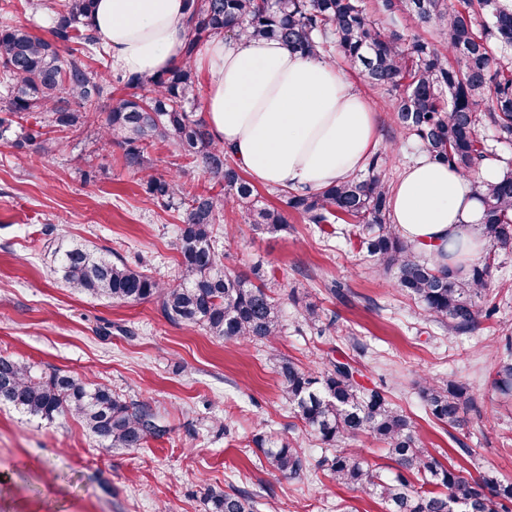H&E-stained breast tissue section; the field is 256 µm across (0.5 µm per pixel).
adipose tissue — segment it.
<instances>
[{
	"label": "adipose tissue",
	"mask_w": 512,
	"mask_h": 512,
	"mask_svg": "<svg viewBox=\"0 0 512 512\" xmlns=\"http://www.w3.org/2000/svg\"><path fill=\"white\" fill-rule=\"evenodd\" d=\"M99 45L128 75L164 72L183 58V0H96ZM205 86L202 118L257 185L319 190L362 170L377 145V116L345 70L280 40L217 39L195 61ZM421 154L391 185L390 217L414 250L465 275L488 249L479 183Z\"/></svg>",
	"instance_id": "ef3b65f1"
}]
</instances>
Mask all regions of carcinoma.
Listing matches in <instances>:
<instances>
[{
  "label": "carcinoma",
  "mask_w": 512,
  "mask_h": 512,
  "mask_svg": "<svg viewBox=\"0 0 512 512\" xmlns=\"http://www.w3.org/2000/svg\"><path fill=\"white\" fill-rule=\"evenodd\" d=\"M191 29L184 60L154 77H117L125 88L141 90L115 99L100 126L102 148L120 150L123 166L141 174L147 196L184 210L174 243L177 276L172 283L132 267L118 254L98 255L83 245L57 252L54 272L83 294L115 303L155 299L173 324L198 325L218 340L241 345L272 342L281 335L282 302L261 268L255 280L224 266L215 247L219 214L226 208L251 216L254 231L288 228L286 211L259 206L258 192L230 154L212 138L193 111L198 98L195 57L201 44L225 34L276 38L303 55L341 57L357 65L366 84L392 96L394 123L432 159L464 174L486 160H501L486 148L481 128L491 125L497 141H512V0H185ZM94 0H50L52 38L38 37L18 24L0 25V74L8 83L0 99V139L12 140L17 159L41 153L48 128L79 131L102 99L118 87L103 63L85 61L97 49L86 19ZM412 19L427 36L403 27ZM73 44L63 56L59 47ZM157 143L173 146L197 162L223 190L184 194L179 176H157L145 151ZM383 158L371 156L367 174L318 192H288L287 207L310 224L350 220L359 246L374 267L420 304L432 321L456 332L476 329L478 301L488 288L489 265L475 263L460 277L434 260L417 255L390 223L389 196L381 178ZM483 231L491 251L512 244V163L500 177L481 182ZM305 325L323 332L316 306L304 307ZM280 398L328 454L312 461L287 439L258 441L261 464L271 473L296 479L314 469L339 485L378 497L386 512H449L448 501L468 512H512V482L492 476L469 480L420 444L413 421L378 387L366 388L349 363L332 361L316 375L294 361L271 354ZM496 392L512 399V363L496 370ZM419 394L434 419L455 425L475 406L463 383L446 377L423 380ZM0 403L49 423L80 417L105 450L140 448L147 436L163 432L143 403L128 401L112 388L59 369L38 370L0 356ZM366 436L384 444L392 472L370 465L352 443ZM208 512H257L254 496L210 488Z\"/></svg>",
  "instance_id": "carcinoma-1"
}]
</instances>
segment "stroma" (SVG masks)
<instances>
[{"mask_svg":"<svg viewBox=\"0 0 512 512\" xmlns=\"http://www.w3.org/2000/svg\"><path fill=\"white\" fill-rule=\"evenodd\" d=\"M23 24L46 38L49 9L0 0V23ZM357 88L376 106L378 153L387 182L419 152L393 124L389 94ZM97 125L59 133L32 163L0 142V355L50 365L107 384L151 406L165 435L143 447L107 452L73 417L49 423L0 404V512H206L208 488L235 486L256 495L259 512H386L377 497L336 485L313 471L293 480L262 470L257 437L276 433L307 456L318 441L278 396L268 348L313 373L349 363L358 383L383 388L413 421L423 447L449 457L465 477L512 482V402H501L494 364L512 354V251L497 252L492 309L478 329L458 333L426 320L419 306L377 275L345 240L327 238L290 213L287 231L254 232L245 214L225 210L216 226L224 263L274 271L284 329L272 346L241 347L198 326L175 325L157 302L113 303L68 288L54 273L59 245L119 253L162 280L174 279L177 208L151 202L117 153L101 150ZM146 159L158 175L180 174L187 191L208 187L201 168L174 147L155 144ZM340 283L332 294V283ZM321 309L325 333L303 323L305 304ZM427 376L465 383L477 406L450 426L430 418L419 396Z\"/></svg>","mask_w":512,"mask_h":512,"instance_id":"35a3bbf8","label":"stroma"}]
</instances>
